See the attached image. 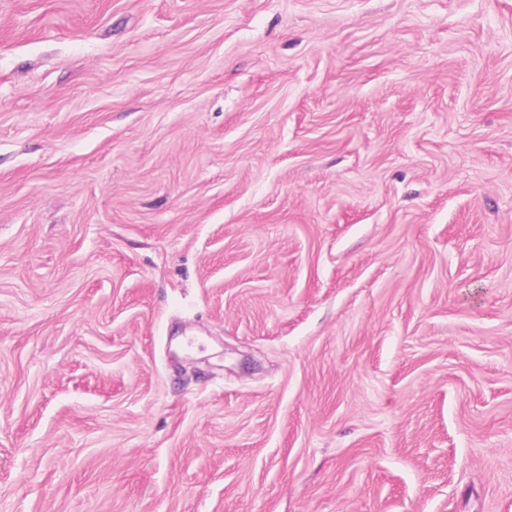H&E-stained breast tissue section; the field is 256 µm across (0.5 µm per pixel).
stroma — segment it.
<instances>
[{"instance_id":"stroma-1","label":"stroma","mask_w":512,"mask_h":512,"mask_svg":"<svg viewBox=\"0 0 512 512\" xmlns=\"http://www.w3.org/2000/svg\"><path fill=\"white\" fill-rule=\"evenodd\" d=\"M0 512H512V0H0Z\"/></svg>"}]
</instances>
